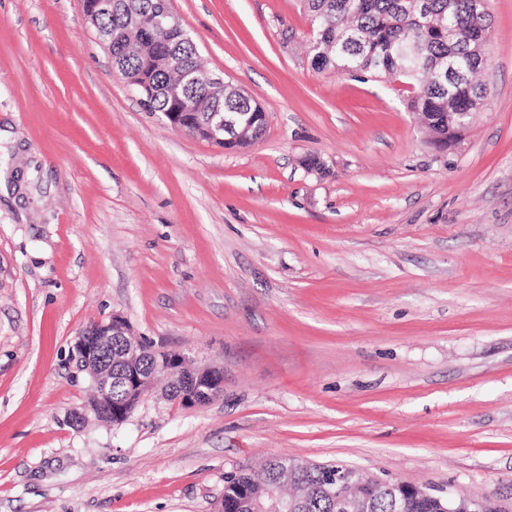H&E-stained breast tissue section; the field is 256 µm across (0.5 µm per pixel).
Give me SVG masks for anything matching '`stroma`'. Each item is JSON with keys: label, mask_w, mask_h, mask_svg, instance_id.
<instances>
[{"label": "stroma", "mask_w": 512, "mask_h": 512, "mask_svg": "<svg viewBox=\"0 0 512 512\" xmlns=\"http://www.w3.org/2000/svg\"><path fill=\"white\" fill-rule=\"evenodd\" d=\"M169 4L268 112L254 144L147 111L82 0H0V512H218L284 454L512 498V0L445 151L369 74L312 68L299 0ZM115 315L223 394L75 424L72 346Z\"/></svg>", "instance_id": "obj_1"}]
</instances>
